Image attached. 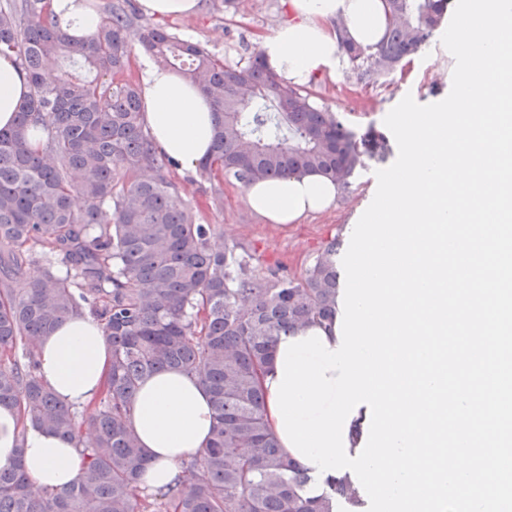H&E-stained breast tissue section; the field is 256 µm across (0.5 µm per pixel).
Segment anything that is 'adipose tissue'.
<instances>
[{
  "label": "adipose tissue",
  "instance_id": "1",
  "mask_svg": "<svg viewBox=\"0 0 512 512\" xmlns=\"http://www.w3.org/2000/svg\"><path fill=\"white\" fill-rule=\"evenodd\" d=\"M288 17L262 38L267 66L285 83L307 86L343 64L341 39L364 48L381 40L389 23L383 0H286ZM58 26L92 37L101 17L89 0H50ZM142 120L155 147L182 168L212 151L214 115L209 99L180 75L144 60ZM28 82L13 54L0 55V129L15 125ZM250 208L272 224H298L334 205L338 188L317 172L245 186ZM40 378L66 404L86 406L98 397L112 369V347L87 317L63 321L37 349ZM213 426L210 394L176 370L147 377L133 400L131 427L150 462L141 482L154 492L178 486L188 462L200 458ZM21 459L34 488L76 481L85 460L79 446L39 427H23L17 410L0 407V464Z\"/></svg>",
  "mask_w": 512,
  "mask_h": 512
}]
</instances>
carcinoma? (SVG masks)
Listing matches in <instances>:
<instances>
[{"label": "carcinoma", "mask_w": 512, "mask_h": 512, "mask_svg": "<svg viewBox=\"0 0 512 512\" xmlns=\"http://www.w3.org/2000/svg\"><path fill=\"white\" fill-rule=\"evenodd\" d=\"M384 2L392 24L375 48L341 43L358 82L403 69L450 8ZM132 37L210 98L203 175L247 184L317 171L345 190L365 160L391 153L384 134L355 137L309 92L279 80L260 52L226 65L161 26H134L111 3L95 35L74 46L46 0L0 4V54H13L30 83L15 127L0 129V406L76 441L85 457L78 480L58 489H34L19 460L0 464V512H358L364 502L347 476L306 495L308 472L269 432L260 383L277 336L335 316L340 243L328 241L298 279L257 274L234 250L212 249L210 225L196 222L165 175L172 162L144 129L140 88L123 79ZM50 64L61 70L52 84L43 78ZM31 126L46 132L41 152L25 145ZM40 261L37 281L11 287ZM75 315L98 323L112 346L107 383L84 409L87 441L80 412L42 382L36 360L40 341ZM168 369L208 390L212 438L177 488L146 492L132 402L145 378Z\"/></svg>", "instance_id": "obj_1"}]
</instances>
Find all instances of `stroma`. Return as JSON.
I'll list each match as a JSON object with an SVG mask.
<instances>
[{
    "mask_svg": "<svg viewBox=\"0 0 512 512\" xmlns=\"http://www.w3.org/2000/svg\"><path fill=\"white\" fill-rule=\"evenodd\" d=\"M283 12L282 0H239L231 8L225 7L224 0H199L196 15L167 18L162 25L233 65L246 62L259 50L261 37L277 26ZM454 64L436 36L404 71L364 85L352 79V66L346 62L335 75L320 78L310 90L318 106L340 113L355 133L371 128L382 132L385 116L405 95L423 105L443 100L451 89ZM379 168V163L371 161L360 169L349 190L338 192L334 210L288 225L265 223L248 207L242 184L223 174L204 176L195 167H174L167 176L193 207L198 222L211 225L215 248L247 252L256 273L278 267L284 275L298 278L328 240L347 242L353 224L375 195Z\"/></svg>",
    "mask_w": 512,
    "mask_h": 512,
    "instance_id": "stroma-1",
    "label": "stroma"
}]
</instances>
